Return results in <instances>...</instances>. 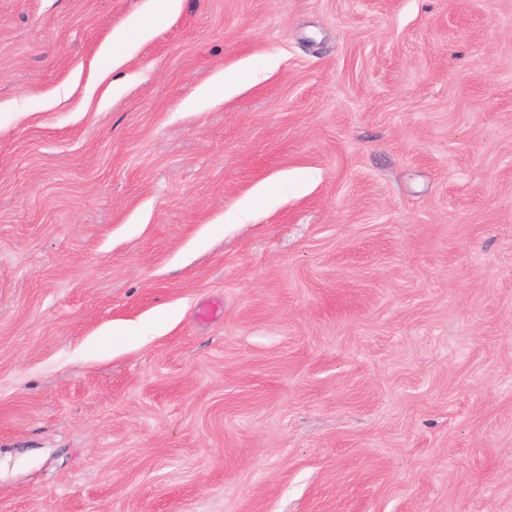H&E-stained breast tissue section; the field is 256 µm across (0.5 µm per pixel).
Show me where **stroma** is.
Segmentation results:
<instances>
[{
	"label": "stroma",
	"instance_id": "stroma-1",
	"mask_svg": "<svg viewBox=\"0 0 512 512\" xmlns=\"http://www.w3.org/2000/svg\"><path fill=\"white\" fill-rule=\"evenodd\" d=\"M161 6L0 0V512H512V0ZM255 76V72L243 70L238 73L233 74H224V77L219 81L205 86L200 90V94L204 97H216V96H224L225 92L237 84L240 81L246 79L247 77Z\"/></svg>",
	"mask_w": 512,
	"mask_h": 512
}]
</instances>
